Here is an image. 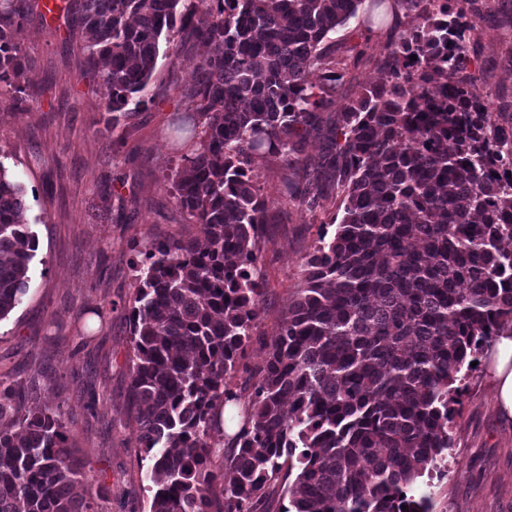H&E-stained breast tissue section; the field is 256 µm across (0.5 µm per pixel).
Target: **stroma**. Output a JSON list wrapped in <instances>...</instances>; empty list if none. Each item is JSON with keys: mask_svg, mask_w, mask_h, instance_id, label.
Returning <instances> with one entry per match:
<instances>
[{"mask_svg": "<svg viewBox=\"0 0 512 512\" xmlns=\"http://www.w3.org/2000/svg\"><path fill=\"white\" fill-rule=\"evenodd\" d=\"M477 35L482 50L471 64L492 110L512 101V0H490ZM368 5L330 38L345 61L343 81L330 90L325 114L337 117L362 86L378 82L386 36L368 31ZM64 11L31 14L22 47L25 81L33 94L0 108V163L25 191L26 220L36 240L28 291L0 320V373L31 383L42 404L60 410L66 435L86 467L84 486L105 489L102 512H150L151 458L141 457L128 422L131 331L126 311L111 303L133 298L142 244L156 237L199 234L172 197L166 176L186 147L174 125L198 57L184 48L177 66L159 59L154 103L120 118L99 111L108 89L78 68L79 39L69 36ZM362 57H354V50ZM270 217L263 225L258 270L265 296L244 362L260 363L277 336L288 304L304 284L303 263L318 239L334 234L341 202L288 201L278 189L277 164L254 156ZM452 424L446 469L422 478L434 512H512V421L502 418L484 365L471 372Z\"/></svg>", "mask_w": 512, "mask_h": 512, "instance_id": "stroma-1", "label": "stroma"}]
</instances>
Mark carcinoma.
I'll return each mask as SVG.
<instances>
[{
    "mask_svg": "<svg viewBox=\"0 0 512 512\" xmlns=\"http://www.w3.org/2000/svg\"><path fill=\"white\" fill-rule=\"evenodd\" d=\"M66 0L84 33L79 66L109 91L102 111L154 101L159 57L197 51L193 140L169 178L194 239H152L136 266L129 418L153 459L150 512H433L419 479L452 447L463 369L512 329V120L501 122L470 64L478 0H393L382 82L325 125L344 78L329 35L362 0ZM30 0H0V99L33 95L21 35ZM180 41H175V37ZM417 59L412 60L410 56ZM321 72L320 82L310 74ZM325 153L299 174L308 137ZM275 158L281 194L336 182L343 215L304 261L262 362L241 365L264 301L256 275L268 221L252 157ZM24 188L0 163V320L21 303L36 248ZM241 390L230 387L238 369ZM241 405L214 457L221 410ZM62 414L0 379V512H98ZM408 506L404 511L401 506Z\"/></svg>",
    "mask_w": 512,
    "mask_h": 512,
    "instance_id": "1",
    "label": "carcinoma"
}]
</instances>
